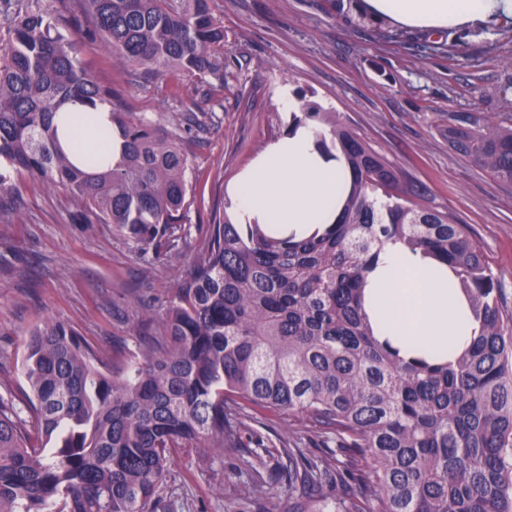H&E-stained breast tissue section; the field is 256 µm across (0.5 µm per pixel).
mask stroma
I'll use <instances>...</instances> for the list:
<instances>
[{"label":"stroma","instance_id":"obj_1","mask_svg":"<svg viewBox=\"0 0 512 512\" xmlns=\"http://www.w3.org/2000/svg\"><path fill=\"white\" fill-rule=\"evenodd\" d=\"M224 24V76L200 82L169 71L153 82L79 37V57L98 83L120 91L128 111L174 127L190 102L206 118L187 142L192 204L188 236L156 249L108 224H76L75 204L27 176L0 189V394L32 417L20 361L29 330L45 320L74 327L104 359L137 350L144 313L165 312L193 265L214 215L228 210L227 187L285 130L277 103L294 95L338 113L419 188L416 201L467 225L512 315V186L448 144V118L483 124L512 118V24L478 38L364 23L347 0H212ZM323 455L305 421L258 412L236 447L201 454L179 448L164 482L168 512H288L287 495L247 493L243 458L264 455L276 471L282 448Z\"/></svg>","mask_w":512,"mask_h":512}]
</instances>
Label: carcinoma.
I'll return each mask as SVG.
<instances>
[{
	"instance_id": "carcinoma-1",
	"label": "carcinoma",
	"mask_w": 512,
	"mask_h": 512,
	"mask_svg": "<svg viewBox=\"0 0 512 512\" xmlns=\"http://www.w3.org/2000/svg\"><path fill=\"white\" fill-rule=\"evenodd\" d=\"M89 35L150 79L167 70L224 76V25L211 0H71ZM0 164L65 192L74 220L110 224L149 245L185 237L183 144L192 123L165 129L124 109L82 66L66 20L31 6L0 9ZM102 106L119 159L79 163L59 144L67 105ZM336 148L352 174L339 219L294 240L259 224L215 218L148 345L100 369L62 321L28 334L21 373L35 422L0 395V512H162L176 448H225L262 408L307 419L340 458L286 448L288 498L346 474L356 490L336 512H512V316L467 227L418 207L398 171L335 112L293 113ZM448 144L512 186V123H448ZM399 240L444 259L479 322L452 363H411L375 337L365 275ZM267 494L265 462L244 461Z\"/></svg>"
}]
</instances>
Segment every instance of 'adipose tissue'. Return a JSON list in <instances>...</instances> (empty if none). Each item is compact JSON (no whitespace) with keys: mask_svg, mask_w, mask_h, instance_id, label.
Masks as SVG:
<instances>
[{"mask_svg":"<svg viewBox=\"0 0 512 512\" xmlns=\"http://www.w3.org/2000/svg\"><path fill=\"white\" fill-rule=\"evenodd\" d=\"M361 7L374 19L417 30L476 29L512 18V0H362ZM316 141L314 128L303 125L266 147L231 190L236 223L261 224L300 239L336 222L351 175L340 152L325 155ZM61 142L69 152H121L104 108L96 112L94 130L70 125ZM363 295L378 339L408 361H454L479 332L452 268L399 241L384 244Z\"/></svg>","mask_w":512,"mask_h":512,"instance_id":"adipose-tissue-1","label":"adipose tissue"}]
</instances>
